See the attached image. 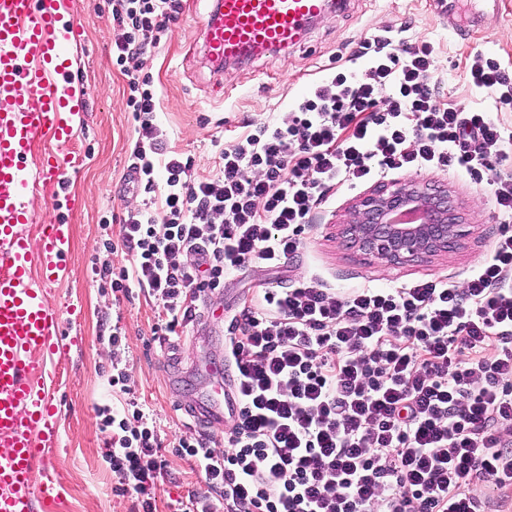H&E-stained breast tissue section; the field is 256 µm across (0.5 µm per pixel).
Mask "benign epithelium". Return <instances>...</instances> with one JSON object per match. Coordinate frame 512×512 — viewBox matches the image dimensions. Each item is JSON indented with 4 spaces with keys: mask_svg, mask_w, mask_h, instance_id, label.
Listing matches in <instances>:
<instances>
[{
    "mask_svg": "<svg viewBox=\"0 0 512 512\" xmlns=\"http://www.w3.org/2000/svg\"><path fill=\"white\" fill-rule=\"evenodd\" d=\"M400 209L422 210L427 221L394 224L390 215ZM461 223L462 217L450 202L448 192L409 181L359 195L344 233L360 251L404 264L448 249L456 242Z\"/></svg>",
    "mask_w": 512,
    "mask_h": 512,
    "instance_id": "benign-epithelium-1",
    "label": "benign epithelium"
}]
</instances>
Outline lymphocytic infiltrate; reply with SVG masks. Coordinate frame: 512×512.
<instances>
[{"label": "lymphocytic infiltrate", "mask_w": 512, "mask_h": 512, "mask_svg": "<svg viewBox=\"0 0 512 512\" xmlns=\"http://www.w3.org/2000/svg\"><path fill=\"white\" fill-rule=\"evenodd\" d=\"M181 0H112V57L137 124L130 169L145 193L93 273L113 292L147 290L165 336L254 262L296 253L337 186L392 171L460 169L487 182L505 225L464 285L417 279L345 294L306 274L234 310L224 368L235 407L223 440L179 438L206 488L181 512H487L512 493V136L432 88L434 50L362 40L363 76L334 70L289 112L220 146L215 172L165 149L159 93L143 70ZM469 77L512 110V72L475 55ZM499 146L497 161L488 148ZM114 491L139 497L166 473L144 405L98 406ZM483 482V494L472 491Z\"/></svg>", "instance_id": "f902f5d3"}]
</instances>
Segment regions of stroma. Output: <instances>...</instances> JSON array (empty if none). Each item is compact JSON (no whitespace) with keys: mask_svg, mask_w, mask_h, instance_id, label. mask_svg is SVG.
Masks as SVG:
<instances>
[{"mask_svg":"<svg viewBox=\"0 0 512 512\" xmlns=\"http://www.w3.org/2000/svg\"><path fill=\"white\" fill-rule=\"evenodd\" d=\"M72 2L81 32L70 46V72L86 92L74 123L73 146L84 153L85 161L69 174L65 190L78 196L81 206L70 233L69 271L49 284L44 299L62 312L68 333L78 342L66 356L61 378L51 385L60 433L53 456L65 490L60 502L39 504L37 512H134L135 498L112 491L116 479L102 457L96 413L98 405L112 399L107 380L119 359L129 369L131 398L150 409L168 461V474L155 489L157 512H176L189 492L203 489L204 480L175 454V438L224 435L178 408L200 397L199 383L207 378L208 366L224 361L227 325L209 316V309L242 303L255 289L284 285L310 273L339 291L386 288L430 277L464 283L501 232L498 208L489 186L474 183L461 171L392 173L395 181L417 180L446 189L461 213L463 231L452 248L393 266L357 251L344 238L342 226L350 207L366 187H340L316 211L298 253L275 267L253 263L243 275L225 280L223 294L200 302L201 318L178 331L182 356L174 358L167 337L152 332L158 316L153 299L137 290L126 297L115 295L91 274L95 258L108 255L114 264L124 263V251L106 253L103 241L107 230H118L144 197L125 185L135 122L123 96L127 78L112 59V45L120 36L108 21L112 0ZM210 5L211 0H183L178 19L144 59L160 96L158 119L168 133L166 148L192 156L200 174L213 170L216 143H231L243 134L245 124L259 127L285 117L331 67L363 74L368 61L354 58L353 52L360 39L374 34H389L404 48L433 47L440 101L464 112L491 113L512 133V111L497 110L468 73L477 54L497 58L512 70V0H500L499 10L476 17L466 6L448 0H347L339 12L319 18L297 46L267 53L242 67L224 68L204 54L201 22ZM116 324L125 331V350L119 354L108 341Z\"/></svg>","mask_w":512,"mask_h":512,"instance_id":"1","label":"stroma"}]
</instances>
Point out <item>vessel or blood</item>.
Here are the masks:
<instances>
[{"label": "vessel or blood", "instance_id": "vessel-or-blood-1", "mask_svg": "<svg viewBox=\"0 0 512 512\" xmlns=\"http://www.w3.org/2000/svg\"><path fill=\"white\" fill-rule=\"evenodd\" d=\"M334 6L335 0H215L203 23L206 56L219 66L292 47ZM68 8V0H0V512H34L36 500L54 501L63 491L50 460L58 429L46 380L68 345L61 313L44 293L66 270L69 235L57 212L80 205L63 194L68 174L83 162L69 150L73 89L65 76L70 36L80 27L62 31ZM49 138L56 152L33 162L35 147ZM35 190L45 212L29 205ZM229 408L212 393L192 406L216 426Z\"/></svg>", "mask_w": 512, "mask_h": 512}]
</instances>
